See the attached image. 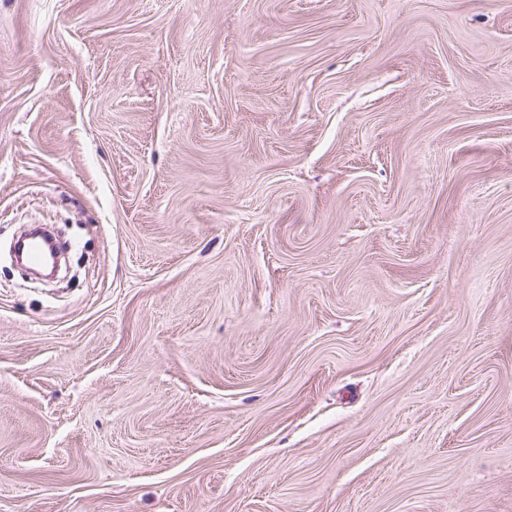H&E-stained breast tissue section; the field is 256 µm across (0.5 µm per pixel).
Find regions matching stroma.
<instances>
[{"label": "stroma", "instance_id": "35a3bbf8", "mask_svg": "<svg viewBox=\"0 0 512 512\" xmlns=\"http://www.w3.org/2000/svg\"><path fill=\"white\" fill-rule=\"evenodd\" d=\"M0 512H512V0H0ZM40 228L41 234L43 237L49 238L52 241L56 242L59 246L63 248L65 254L61 253L57 263V271L55 276L51 279L52 282H60L62 281L69 272V266L67 261V247L65 242H62V230L59 225L54 224H37ZM61 270V271H60Z\"/></svg>", "mask_w": 512, "mask_h": 512}]
</instances>
